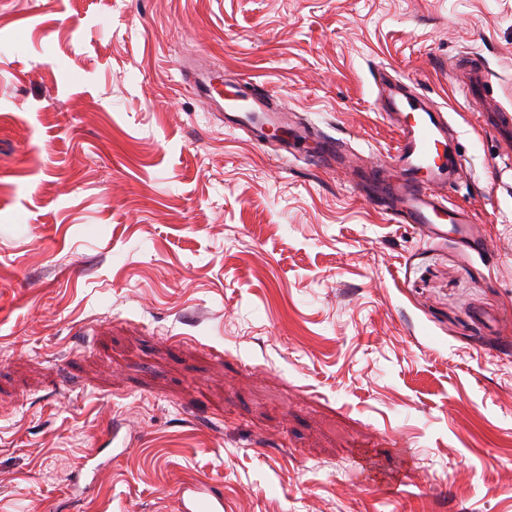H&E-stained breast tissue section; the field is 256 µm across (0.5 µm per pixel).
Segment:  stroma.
Returning <instances> with one entry per match:
<instances>
[{
  "instance_id": "35a3bbf8",
  "label": "stroma",
  "mask_w": 512,
  "mask_h": 512,
  "mask_svg": "<svg viewBox=\"0 0 512 512\" xmlns=\"http://www.w3.org/2000/svg\"><path fill=\"white\" fill-rule=\"evenodd\" d=\"M198 65L346 154L225 129ZM396 81L491 255L374 202ZM503 108L512 0H0V512H512ZM177 508L182 512H223L224 498L210 485L200 484L180 492Z\"/></svg>"
}]
</instances>
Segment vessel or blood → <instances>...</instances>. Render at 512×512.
I'll return each mask as SVG.
<instances>
[{"label": "vessel or blood", "mask_w": 512, "mask_h": 512, "mask_svg": "<svg viewBox=\"0 0 512 512\" xmlns=\"http://www.w3.org/2000/svg\"><path fill=\"white\" fill-rule=\"evenodd\" d=\"M218 71L196 73L191 88L198 96L215 100L230 127L246 128L255 145L270 140L286 148L312 144L310 157L317 164L335 162L339 150L335 141L313 139L307 128L293 122L287 109L275 107L269 94L252 84L228 85L216 90ZM398 140L389 160L372 167L369 176L382 188L402 223L416 225L431 236L442 238L454 234L459 242L475 252L489 251L492 240L477 225L471 224L465 211L452 209L441 202L431 188L448 172L445 159L447 123L430 111L416 96L402 95L391 100ZM400 167L404 176L392 180L388 171ZM179 512H224V498L213 488L200 484L183 489L178 497Z\"/></svg>", "instance_id": "obj_1"}]
</instances>
